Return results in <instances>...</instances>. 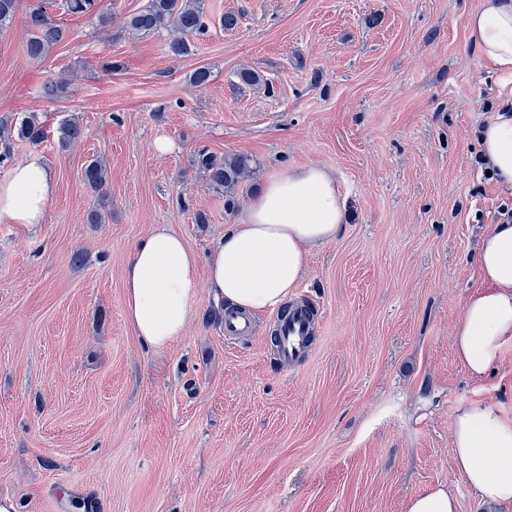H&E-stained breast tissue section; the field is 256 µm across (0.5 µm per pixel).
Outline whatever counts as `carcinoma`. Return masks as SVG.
<instances>
[{"instance_id":"cac0c4a2","label":"carcinoma","mask_w":512,"mask_h":512,"mask_svg":"<svg viewBox=\"0 0 512 512\" xmlns=\"http://www.w3.org/2000/svg\"><path fill=\"white\" fill-rule=\"evenodd\" d=\"M66 11L89 14L98 8V0H64ZM18 8V0H0V30L9 27ZM28 37L26 52L33 59H42L66 37V30L41 7L31 9L26 18ZM126 28L134 34L149 35L160 30L170 33L168 44L172 55L187 56L192 52L189 35H203L208 30L203 0H149L143 10L129 16ZM83 135L80 123L68 119L57 130L58 144L68 148ZM47 137L45 126L35 113H29L13 122L0 120V164L12 158L15 141L31 145L42 143ZM196 165L206 175L208 186L217 193H230L249 172L250 159L245 156L217 158L201 150L195 158ZM84 184L93 192L102 191L108 181L105 164L94 158L82 171Z\"/></svg>"}]
</instances>
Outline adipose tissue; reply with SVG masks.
Here are the masks:
<instances>
[{
  "label": "adipose tissue",
  "mask_w": 512,
  "mask_h": 512,
  "mask_svg": "<svg viewBox=\"0 0 512 512\" xmlns=\"http://www.w3.org/2000/svg\"><path fill=\"white\" fill-rule=\"evenodd\" d=\"M468 37L501 77L498 109L478 138L501 184L512 186V0H483L469 13ZM55 192L47 160L30 154L0 182V221L43 223ZM345 207L335 178L308 164L271 176L239 223L225 229L206 260L168 227H157L134 248L123 279L126 318L148 347L183 336L207 266L208 288L226 307L246 313L282 309L296 295L307 256L335 240ZM483 286L468 297L453 332V351L475 378L486 376L512 342V223L481 239ZM454 463L483 503L512 506V415L502 402L472 401L451 416Z\"/></svg>",
  "instance_id": "obj_1"
}]
</instances>
